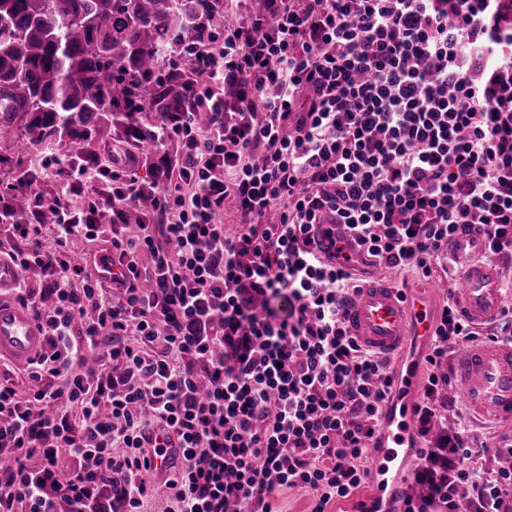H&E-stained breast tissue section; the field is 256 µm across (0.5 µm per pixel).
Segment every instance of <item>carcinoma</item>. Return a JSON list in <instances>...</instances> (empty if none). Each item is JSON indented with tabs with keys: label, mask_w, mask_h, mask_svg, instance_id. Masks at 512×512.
<instances>
[{
	"label": "carcinoma",
	"mask_w": 512,
	"mask_h": 512,
	"mask_svg": "<svg viewBox=\"0 0 512 512\" xmlns=\"http://www.w3.org/2000/svg\"><path fill=\"white\" fill-rule=\"evenodd\" d=\"M223 29L224 0H0V141H23L21 154H0V191L12 200L0 223H56L57 198L31 189L37 167L72 168L93 154L101 126L154 143V124L138 114L180 94L166 53ZM154 206L153 194L140 195L124 223Z\"/></svg>",
	"instance_id": "cac0c4a2"
}]
</instances>
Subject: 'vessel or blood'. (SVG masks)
<instances>
[{
    "label": "vessel or blood",
    "mask_w": 512,
    "mask_h": 512,
    "mask_svg": "<svg viewBox=\"0 0 512 512\" xmlns=\"http://www.w3.org/2000/svg\"><path fill=\"white\" fill-rule=\"evenodd\" d=\"M451 248L461 265L451 290L459 317L479 327L499 319L506 302L504 275L502 269L479 262L485 249L480 230L474 225L459 227ZM343 313L356 341L385 356L427 342L435 330L436 315L428 297L394 287L378 270L351 295ZM46 346L44 331L33 313L0 297V359L24 365ZM453 376L452 392L461 393L476 417L512 419V344L474 343L458 350ZM422 385L417 360H409L397 378L387 415L369 445L375 496L388 498L402 492L389 473L400 450L411 444Z\"/></svg>",
    "instance_id": "obj_1"
}]
</instances>
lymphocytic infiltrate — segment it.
I'll return each instance as SVG.
<instances>
[{
  "mask_svg": "<svg viewBox=\"0 0 512 512\" xmlns=\"http://www.w3.org/2000/svg\"><path fill=\"white\" fill-rule=\"evenodd\" d=\"M263 2L170 62L183 101L155 143L177 144L176 171L116 168L100 193L83 166L58 223L10 225L13 290L48 348L27 393L0 381V512H143L167 448L165 512H272L287 488L326 512L362 485L394 385L343 321L344 250L428 277L475 224L487 255L512 253V0ZM146 192L157 210L129 232ZM79 239L118 257L111 283L75 262ZM486 339L512 342L511 306L481 331L443 305L419 437L451 403L445 360ZM487 453L436 437L418 451L428 493L402 512H512V469L486 472ZM155 198L152 193H144L126 210L124 224H140L144 216L154 209Z\"/></svg>",
  "mask_w": 512,
  "mask_h": 512,
  "instance_id": "obj_1",
  "label": "lymphocytic infiltrate"
}]
</instances>
